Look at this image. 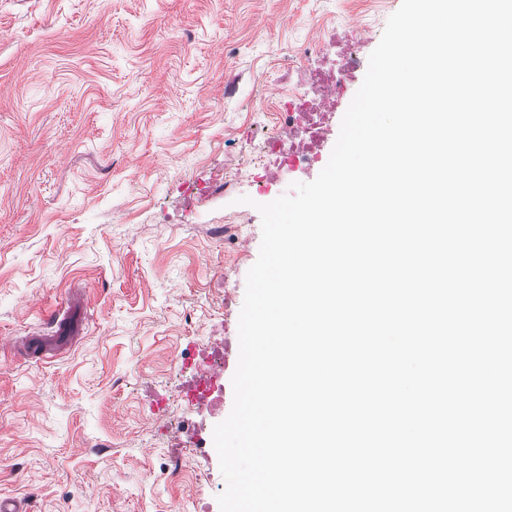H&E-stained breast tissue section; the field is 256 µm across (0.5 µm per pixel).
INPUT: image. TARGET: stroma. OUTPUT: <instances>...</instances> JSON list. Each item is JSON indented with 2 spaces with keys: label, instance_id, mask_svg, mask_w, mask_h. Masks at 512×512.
Returning a JSON list of instances; mask_svg holds the SVG:
<instances>
[{
  "label": "stroma",
  "instance_id": "stroma-1",
  "mask_svg": "<svg viewBox=\"0 0 512 512\" xmlns=\"http://www.w3.org/2000/svg\"><path fill=\"white\" fill-rule=\"evenodd\" d=\"M401 0H0V496L26 512H173L203 476L172 474L156 396L218 313L224 376L260 236L223 240L164 213L183 182L252 138V115L321 28L377 47ZM240 78L224 95L227 74ZM77 306L82 339L45 362L9 344ZM102 441L110 451L85 454Z\"/></svg>",
  "mask_w": 512,
  "mask_h": 512
}]
</instances>
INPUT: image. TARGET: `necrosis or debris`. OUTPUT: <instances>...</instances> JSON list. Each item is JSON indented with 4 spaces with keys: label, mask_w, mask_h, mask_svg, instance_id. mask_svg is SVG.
<instances>
[{
    "label": "necrosis or debris",
    "mask_w": 512,
    "mask_h": 512,
    "mask_svg": "<svg viewBox=\"0 0 512 512\" xmlns=\"http://www.w3.org/2000/svg\"><path fill=\"white\" fill-rule=\"evenodd\" d=\"M362 43V38L350 33L315 41L317 52L338 57L337 69L299 68L298 80L285 90V103H271L265 112L258 127V142L242 145L235 163L225 165L223 176L204 175L184 184L178 214L191 211L197 204L220 200L244 178L269 197L280 193L283 174L321 167L328 121L343 95L345 79L363 65ZM180 367L185 374L180 378L177 397L183 408L173 415L163 414L162 420L179 447L198 457L206 453V419L215 414L223 397V337L213 334L189 346L180 356Z\"/></svg>",
    "instance_id": "4bbe7bcc"
}]
</instances>
